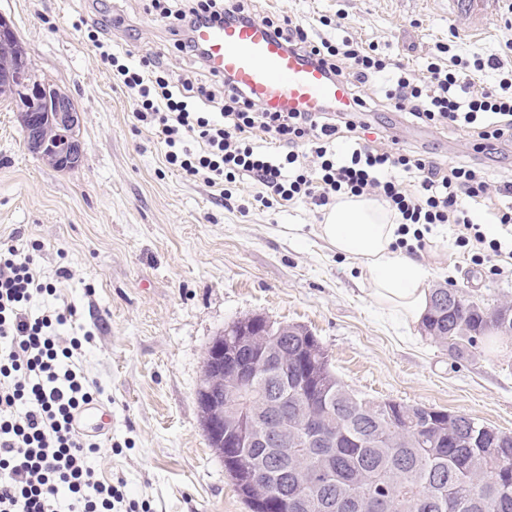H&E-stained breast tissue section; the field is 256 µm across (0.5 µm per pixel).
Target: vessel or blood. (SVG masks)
<instances>
[{
	"instance_id": "b4317fda",
	"label": "vessel or blood",
	"mask_w": 512,
	"mask_h": 512,
	"mask_svg": "<svg viewBox=\"0 0 512 512\" xmlns=\"http://www.w3.org/2000/svg\"><path fill=\"white\" fill-rule=\"evenodd\" d=\"M496 0H448V12L464 13L486 23ZM195 42L204 49L210 71L232 76L264 109L320 112L344 111L352 104L349 88L332 80L317 64L288 50L262 20L247 23H206L196 27ZM109 417L101 406L88 405L76 416L79 430L99 434Z\"/></svg>"
}]
</instances>
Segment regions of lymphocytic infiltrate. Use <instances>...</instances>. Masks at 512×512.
<instances>
[{"mask_svg": "<svg viewBox=\"0 0 512 512\" xmlns=\"http://www.w3.org/2000/svg\"><path fill=\"white\" fill-rule=\"evenodd\" d=\"M152 8L154 22L173 32L177 51L195 60L204 57L193 39L197 25L255 18L244 0H194L190 7L184 0H152ZM267 24L330 78L354 89L378 81L382 100L412 122L467 132L478 153L512 141V94L470 92V73L444 66L443 44L434 46L427 76L416 82L350 38L314 36L312 23L273 17ZM87 37L132 94L133 118L163 144L168 167L221 187L224 198H231L230 184L244 176L255 187L252 203L259 208L301 201L323 210L343 195H371L400 224L415 225L416 241H423V227L451 224L457 246L472 250L474 260L488 251H512V175L494 184L471 164L445 166L420 150L392 152L364 143L374 128L360 118L371 109L362 96L344 112L259 111L230 76L218 78L224 87L219 99L205 83L165 68L159 57L123 63L97 26L89 27ZM343 135L350 145L341 155L336 141ZM496 195L507 198V205L492 206ZM483 207L501 225V238L487 239L472 221L471 209ZM39 249L36 242L25 255L0 248V512H136L120 487L98 479L90 465L98 445L75 425L80 406L102 393L71 364L80 341L59 334L76 309L68 305L38 316L26 309L33 295L56 292L35 271Z\"/></svg>", "mask_w": 512, "mask_h": 512, "instance_id": "1", "label": "lymphocytic infiltrate"}]
</instances>
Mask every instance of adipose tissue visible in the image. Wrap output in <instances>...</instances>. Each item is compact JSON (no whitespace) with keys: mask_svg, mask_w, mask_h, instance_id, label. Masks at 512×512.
<instances>
[{"mask_svg":"<svg viewBox=\"0 0 512 512\" xmlns=\"http://www.w3.org/2000/svg\"><path fill=\"white\" fill-rule=\"evenodd\" d=\"M395 217L376 199L345 196L319 226L337 253L360 259L368 295L383 310L420 322L429 310V272L416 259L396 252Z\"/></svg>","mask_w":512,"mask_h":512,"instance_id":"obj_1","label":"adipose tissue"}]
</instances>
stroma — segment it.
Listing matches in <instances>:
<instances>
[{"label": "stroma", "instance_id": "35a3bbf8", "mask_svg": "<svg viewBox=\"0 0 512 512\" xmlns=\"http://www.w3.org/2000/svg\"><path fill=\"white\" fill-rule=\"evenodd\" d=\"M148 7V0H0L34 69L82 114V162L58 170L24 148L15 104L0 100V244L43 245L36 271L56 293L33 297L32 313L77 310L60 332L84 338L82 364L112 414L91 457L98 476L123 482L128 499L149 512H250L208 443L197 390L214 340L256 315L309 329L356 391L465 413L512 434V336L500 337L498 352L453 361L420 325L373 303L360 260L337 255L320 237L324 217L311 206L245 213L203 179L163 165L154 134L135 127L132 96L100 64L84 28L121 17L110 37L131 63L157 52L174 71L189 69ZM256 7L300 22L327 16L336 36L378 47L416 80L439 42L468 64L497 55L501 69L477 73L474 89L512 77L504 45L512 0H498L481 27L449 17L448 0H258ZM369 119L397 136L378 148L424 149L492 176L512 170V144L478 154L465 133L408 122L385 105ZM428 238L416 257L431 273L429 287L457 288L490 307L512 301V255L476 262L447 226ZM494 264L499 274L490 273ZM63 267L70 277H59Z\"/></svg>", "mask_w": 512, "mask_h": 512}]
</instances>
